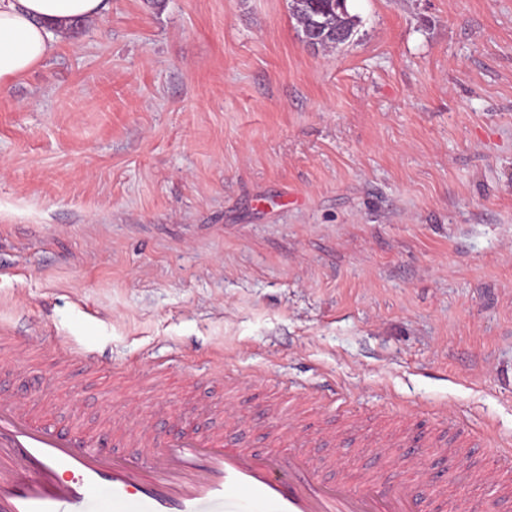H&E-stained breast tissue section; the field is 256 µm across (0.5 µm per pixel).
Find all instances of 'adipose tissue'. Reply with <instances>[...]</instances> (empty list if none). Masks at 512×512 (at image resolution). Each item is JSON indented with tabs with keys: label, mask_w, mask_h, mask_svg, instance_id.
Instances as JSON below:
<instances>
[{
	"label": "adipose tissue",
	"mask_w": 512,
	"mask_h": 512,
	"mask_svg": "<svg viewBox=\"0 0 512 512\" xmlns=\"http://www.w3.org/2000/svg\"><path fill=\"white\" fill-rule=\"evenodd\" d=\"M104 9V0H0V90L49 58L71 25Z\"/></svg>",
	"instance_id": "obj_1"
}]
</instances>
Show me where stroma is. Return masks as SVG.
Wrapping results in <instances>:
<instances>
[{"label": "stroma", "instance_id": "obj_1", "mask_svg": "<svg viewBox=\"0 0 512 512\" xmlns=\"http://www.w3.org/2000/svg\"><path fill=\"white\" fill-rule=\"evenodd\" d=\"M306 47L290 0H107L0 92V362L94 434L201 397L213 366L314 389L308 417L434 408L512 451V0H348ZM77 344L104 366L58 353Z\"/></svg>", "mask_w": 512, "mask_h": 512}]
</instances>
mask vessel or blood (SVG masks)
<instances>
[{
	"mask_svg": "<svg viewBox=\"0 0 512 512\" xmlns=\"http://www.w3.org/2000/svg\"><path fill=\"white\" fill-rule=\"evenodd\" d=\"M295 404L255 411L251 425L270 448L243 444L218 427L177 432L155 408L137 423L93 438L67 435L36 419L30 390L0 400V512H447L451 486H480L487 512H512V466L486 452L483 434L433 430L417 440L383 437L381 465L351 470L338 449L363 446L356 425L313 447ZM476 457L453 477L432 476L418 460Z\"/></svg>",
	"mask_w": 512,
	"mask_h": 512,
	"instance_id": "vessel-or-blood-1",
	"label": "vessel or blood"
}]
</instances>
